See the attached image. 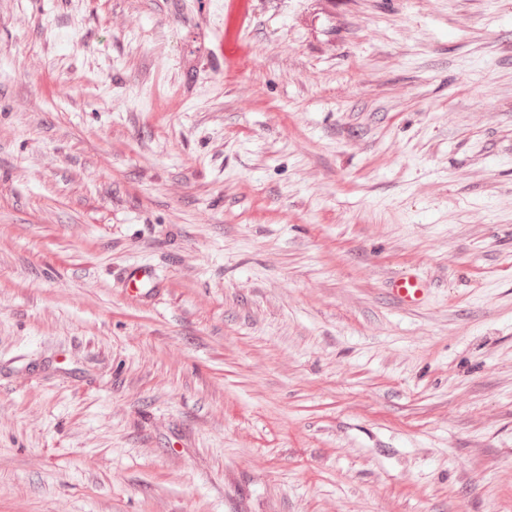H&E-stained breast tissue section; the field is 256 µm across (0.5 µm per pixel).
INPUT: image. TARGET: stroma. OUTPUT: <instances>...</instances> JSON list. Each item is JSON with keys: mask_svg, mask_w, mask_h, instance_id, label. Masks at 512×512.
Wrapping results in <instances>:
<instances>
[{"mask_svg": "<svg viewBox=\"0 0 512 512\" xmlns=\"http://www.w3.org/2000/svg\"><path fill=\"white\" fill-rule=\"evenodd\" d=\"M0 512H512V0H0ZM427 291L426 283L415 273L402 272L388 283V295L399 304H419Z\"/></svg>", "mask_w": 512, "mask_h": 512, "instance_id": "obj_1", "label": "stroma"}]
</instances>
